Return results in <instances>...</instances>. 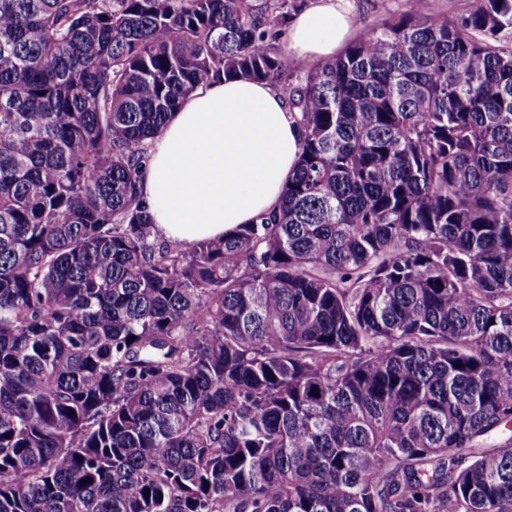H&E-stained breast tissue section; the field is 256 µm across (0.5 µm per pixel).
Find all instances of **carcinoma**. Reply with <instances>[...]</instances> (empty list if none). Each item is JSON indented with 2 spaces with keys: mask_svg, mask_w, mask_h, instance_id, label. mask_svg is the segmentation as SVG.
Masks as SVG:
<instances>
[{
  "mask_svg": "<svg viewBox=\"0 0 512 512\" xmlns=\"http://www.w3.org/2000/svg\"><path fill=\"white\" fill-rule=\"evenodd\" d=\"M306 2L0 0V512H512V0L296 75ZM221 77L296 168L161 239L147 149Z\"/></svg>",
  "mask_w": 512,
  "mask_h": 512,
  "instance_id": "1",
  "label": "carcinoma"
}]
</instances>
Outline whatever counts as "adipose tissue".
Wrapping results in <instances>:
<instances>
[{"instance_id": "obj_1", "label": "adipose tissue", "mask_w": 512, "mask_h": 512, "mask_svg": "<svg viewBox=\"0 0 512 512\" xmlns=\"http://www.w3.org/2000/svg\"><path fill=\"white\" fill-rule=\"evenodd\" d=\"M355 28L343 0H317L291 19L290 56L333 59ZM299 153V129L270 85L236 77L199 87L151 148L142 190L157 232L191 243L257 223L277 210Z\"/></svg>"}]
</instances>
